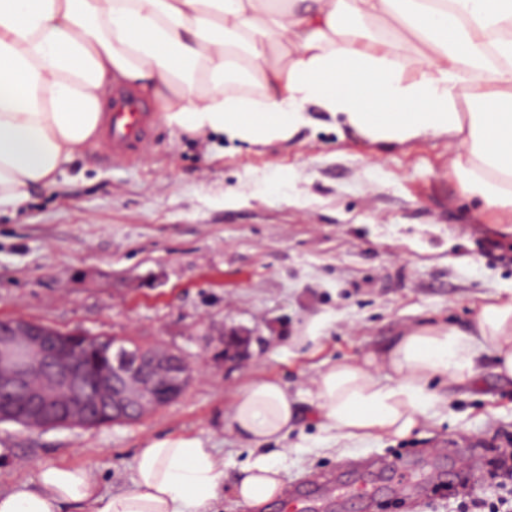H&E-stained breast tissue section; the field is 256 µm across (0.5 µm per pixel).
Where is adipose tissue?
<instances>
[{"mask_svg":"<svg viewBox=\"0 0 512 512\" xmlns=\"http://www.w3.org/2000/svg\"><path fill=\"white\" fill-rule=\"evenodd\" d=\"M150 101L166 126L249 146L291 141L310 108L371 143L448 140V170L480 212L512 224V0H0V214L54 186L102 122L113 83ZM512 379V296L471 325L410 329L367 362L316 381L314 413L332 439L404 436L464 386L482 354ZM440 389H433V382ZM297 397L258 378L224 418L259 447L298 427ZM237 496L276 497L282 468L260 455ZM224 458L200 437L138 449L131 485L102 493L92 470L43 467L0 491V512H216Z\"/></svg>","mask_w":512,"mask_h":512,"instance_id":"ef3b65f1","label":"adipose tissue"}]
</instances>
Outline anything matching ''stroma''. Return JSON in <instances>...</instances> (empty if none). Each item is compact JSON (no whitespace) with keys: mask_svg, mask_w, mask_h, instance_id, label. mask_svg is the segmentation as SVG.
I'll list each match as a JSON object with an SVG mask.
<instances>
[{"mask_svg":"<svg viewBox=\"0 0 512 512\" xmlns=\"http://www.w3.org/2000/svg\"><path fill=\"white\" fill-rule=\"evenodd\" d=\"M315 124L266 147L209 141L155 121L149 151L124 160L99 142L54 187L0 215V319L23 318L180 353L191 364L183 394L132 423L27 429L0 423V490L64 463L129 487L139 448L197 436L224 451L221 512H280L234 486L251 457L224 428L253 379L310 401L320 370L359 360L424 324L470 323L512 291V234L461 196L448 142L375 146L344 126ZM315 331V341L296 337ZM242 352L225 358L229 337ZM512 445V382L483 355L467 387L403 437L328 441L312 411L276 450L285 487L336 477L333 512H383L408 477L455 468L472 497L502 493L478 448ZM379 489L358 504L348 484Z\"/></svg>","mask_w":512,"mask_h":512,"instance_id":"stroma-1","label":"stroma"}]
</instances>
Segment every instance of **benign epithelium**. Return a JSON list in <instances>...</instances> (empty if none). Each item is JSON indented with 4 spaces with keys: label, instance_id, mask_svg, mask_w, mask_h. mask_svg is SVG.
<instances>
[{
    "label": "benign epithelium",
    "instance_id": "1",
    "mask_svg": "<svg viewBox=\"0 0 512 512\" xmlns=\"http://www.w3.org/2000/svg\"><path fill=\"white\" fill-rule=\"evenodd\" d=\"M31 320H0V420L26 428L127 423L181 396L188 383L185 358L132 341L102 340L108 366L88 376L80 338Z\"/></svg>",
    "mask_w": 512,
    "mask_h": 512
}]
</instances>
